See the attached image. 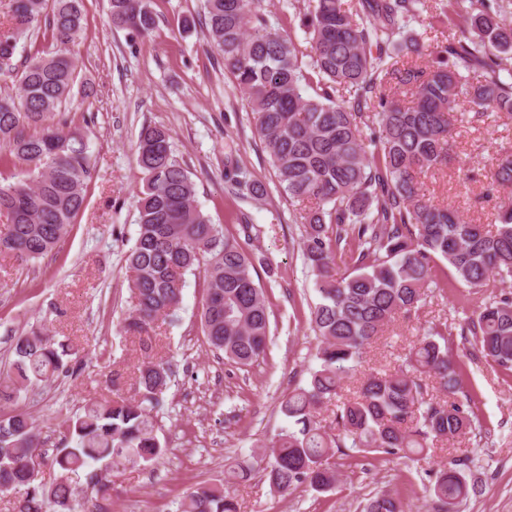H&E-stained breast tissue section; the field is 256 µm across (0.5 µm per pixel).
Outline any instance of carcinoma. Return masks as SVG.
I'll return each mask as SVG.
<instances>
[{
    "label": "carcinoma",
    "mask_w": 512,
    "mask_h": 512,
    "mask_svg": "<svg viewBox=\"0 0 512 512\" xmlns=\"http://www.w3.org/2000/svg\"><path fill=\"white\" fill-rule=\"evenodd\" d=\"M261 0H204L205 39L256 121L279 186L291 201L313 207L302 216V253L318 302L310 325L319 341L318 366L307 385L280 404L287 420L272 441L265 470L288 494L317 493L339 482L329 459L356 451L430 462L438 444L472 431L475 413L461 390L448 349V324L434 323L410 346L402 364L359 371L368 350L399 316L422 307L432 270L445 262L457 282L488 293L467 330L482 355L512 374V296L495 288L512 280V207H499L492 225L472 224L428 197L421 175L448 163L454 123L469 112L512 114V25L498 0H477L465 11L457 40L433 64L398 67L396 58L421 57L426 32L410 28L425 0H360L352 14L342 0H309L310 63L294 42L267 28ZM0 28V57L14 56L40 23L55 51L29 54L22 68H0L17 86L0 94V140L9 156L0 166L23 169L0 181V255L33 263L50 253L85 202L94 163L84 137L59 111L71 98L76 64L70 52L83 29L82 0H9ZM115 27L147 34L156 24L149 0H110ZM411 92L405 105L384 93ZM315 86V95L306 88ZM137 164L138 232L126 258L133 309L127 331H142L181 304L185 275L202 269L206 295L200 323L208 345L236 365L267 356L270 312L250 255L194 204L195 184L174 155L167 129L142 127ZM225 179L259 198L261 184L236 165ZM491 180L512 188V153L496 159ZM351 271L339 274V263ZM13 360L0 374V492L17 494L14 512H73V484L127 469L146 468L166 451L153 412L168 385L161 361L137 369L134 395L92 401L64 422L52 464L59 476L37 481L43 455L35 421L18 408L21 394L70 370L71 350L40 328L13 338ZM359 374L348 394L343 379ZM336 408V433L319 411ZM469 457L426 470L433 512H458L470 485ZM252 463L227 469L226 483L187 494L181 512H237L227 484L246 478ZM360 512H404L397 492L380 488Z\"/></svg>",
    "instance_id": "carcinoma-1"
}]
</instances>
